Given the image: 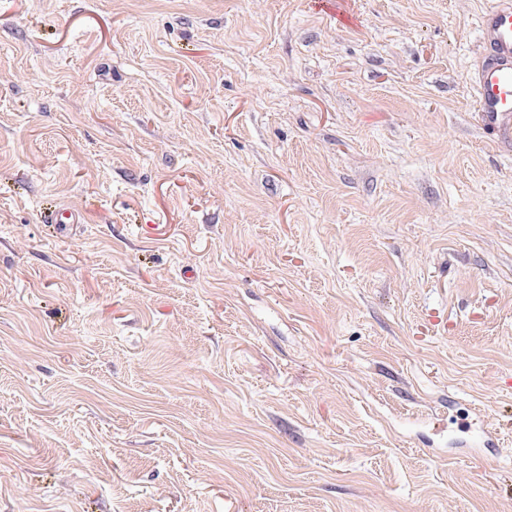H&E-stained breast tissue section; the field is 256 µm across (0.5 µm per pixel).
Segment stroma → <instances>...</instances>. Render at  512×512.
<instances>
[{
  "label": "stroma",
  "mask_w": 512,
  "mask_h": 512,
  "mask_svg": "<svg viewBox=\"0 0 512 512\" xmlns=\"http://www.w3.org/2000/svg\"><path fill=\"white\" fill-rule=\"evenodd\" d=\"M491 2L0 0V512H512Z\"/></svg>",
  "instance_id": "1"
}]
</instances>
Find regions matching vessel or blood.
<instances>
[{
    "instance_id": "b4317fda",
    "label": "vessel or blood",
    "mask_w": 512,
    "mask_h": 512,
    "mask_svg": "<svg viewBox=\"0 0 512 512\" xmlns=\"http://www.w3.org/2000/svg\"><path fill=\"white\" fill-rule=\"evenodd\" d=\"M481 60L474 72L477 118L504 146L512 145V0H494L482 15Z\"/></svg>"
}]
</instances>
